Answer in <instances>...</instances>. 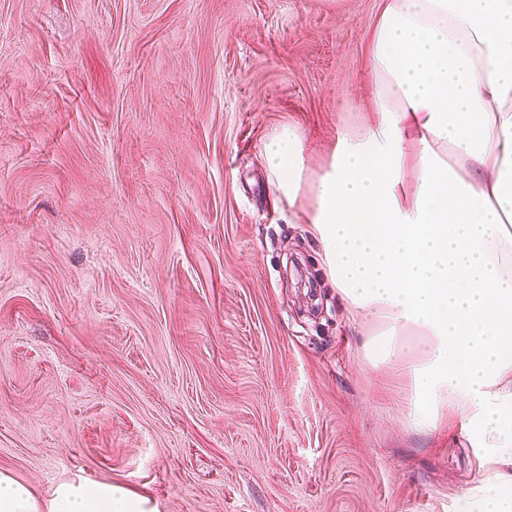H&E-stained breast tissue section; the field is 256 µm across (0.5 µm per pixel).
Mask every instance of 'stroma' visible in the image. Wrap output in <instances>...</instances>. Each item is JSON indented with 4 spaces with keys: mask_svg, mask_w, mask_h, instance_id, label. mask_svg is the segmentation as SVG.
<instances>
[{
    "mask_svg": "<svg viewBox=\"0 0 512 512\" xmlns=\"http://www.w3.org/2000/svg\"><path fill=\"white\" fill-rule=\"evenodd\" d=\"M384 0H0V471L158 512H456L261 145L370 113Z\"/></svg>",
    "mask_w": 512,
    "mask_h": 512,
    "instance_id": "1",
    "label": "stroma"
}]
</instances>
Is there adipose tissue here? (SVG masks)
I'll use <instances>...</instances> for the list:
<instances>
[{
    "mask_svg": "<svg viewBox=\"0 0 512 512\" xmlns=\"http://www.w3.org/2000/svg\"><path fill=\"white\" fill-rule=\"evenodd\" d=\"M370 42L371 117L316 169L276 129L272 195L369 318L368 364L405 359L407 425L449 421L483 449L484 493L459 512H512V0H386ZM0 512L147 510L109 482L43 499L0 472Z\"/></svg>",
    "mask_w": 512,
    "mask_h": 512,
    "instance_id": "obj_1",
    "label": "adipose tissue"
}]
</instances>
